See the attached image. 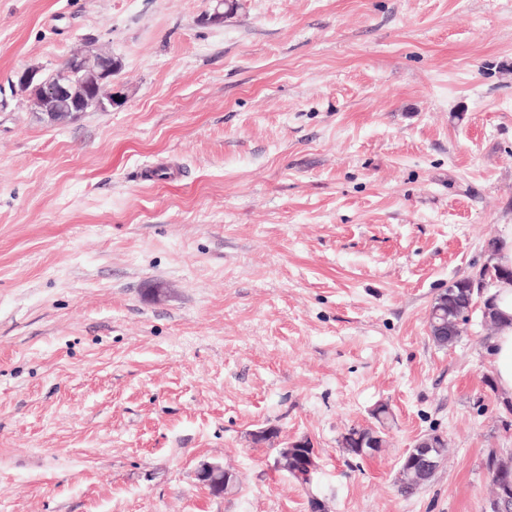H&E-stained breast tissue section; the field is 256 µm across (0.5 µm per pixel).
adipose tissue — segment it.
<instances>
[{
  "label": "adipose tissue",
  "mask_w": 512,
  "mask_h": 512,
  "mask_svg": "<svg viewBox=\"0 0 512 512\" xmlns=\"http://www.w3.org/2000/svg\"><path fill=\"white\" fill-rule=\"evenodd\" d=\"M498 319L489 341L494 385L503 402H512V279L500 280L488 294Z\"/></svg>",
  "instance_id": "1"
}]
</instances>
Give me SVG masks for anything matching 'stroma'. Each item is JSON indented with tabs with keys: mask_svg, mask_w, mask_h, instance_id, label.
<instances>
[{
	"mask_svg": "<svg viewBox=\"0 0 512 512\" xmlns=\"http://www.w3.org/2000/svg\"><path fill=\"white\" fill-rule=\"evenodd\" d=\"M234 3L0 0V512H488L489 331L429 313L512 224V0ZM78 48L124 104L49 123L10 82ZM389 415V409L381 405L374 413L379 427L374 428V430L360 428V433L354 428L348 429L340 440V446L344 452L353 456H367L372 455V452H377L385 442L383 430ZM290 454H294L296 457V462L303 464L309 474L317 468V461L314 448H290ZM282 470L289 473V475L296 480L301 485L309 486L312 481V474L310 476H305L304 474L296 473L295 471V462L288 458V461L283 462ZM437 470L434 469H418L410 459L402 462L400 471L401 489L406 494H413L419 488L428 482Z\"/></svg>",
	"mask_w": 512,
	"mask_h": 512,
	"instance_id": "obj_1",
	"label": "stroma"
}]
</instances>
